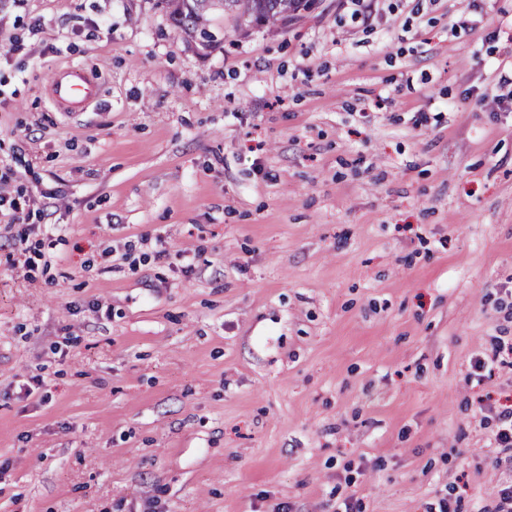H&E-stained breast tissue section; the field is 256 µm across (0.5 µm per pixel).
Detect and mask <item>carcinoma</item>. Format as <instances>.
Masks as SVG:
<instances>
[{
	"mask_svg": "<svg viewBox=\"0 0 512 512\" xmlns=\"http://www.w3.org/2000/svg\"><path fill=\"white\" fill-rule=\"evenodd\" d=\"M172 25L188 43L203 53L219 43L212 30L216 10L236 23L247 21L258 26L285 25L307 0H162Z\"/></svg>",
	"mask_w": 512,
	"mask_h": 512,
	"instance_id": "cac0c4a2",
	"label": "carcinoma"
}]
</instances>
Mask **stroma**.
Returning <instances> with one entry per match:
<instances>
[{"label":"stroma","mask_w":512,"mask_h":512,"mask_svg":"<svg viewBox=\"0 0 512 512\" xmlns=\"http://www.w3.org/2000/svg\"><path fill=\"white\" fill-rule=\"evenodd\" d=\"M352 12L0 0V512H493L512 0ZM172 25L185 35L188 43L203 53L215 48L219 43L212 30V13L223 12L224 19L230 18L255 23L258 26L285 25L304 7L307 0H162ZM49 89L55 105L78 107L95 98L100 86L82 66L68 65L53 71Z\"/></svg>","instance_id":"35a3bbf8"}]
</instances>
